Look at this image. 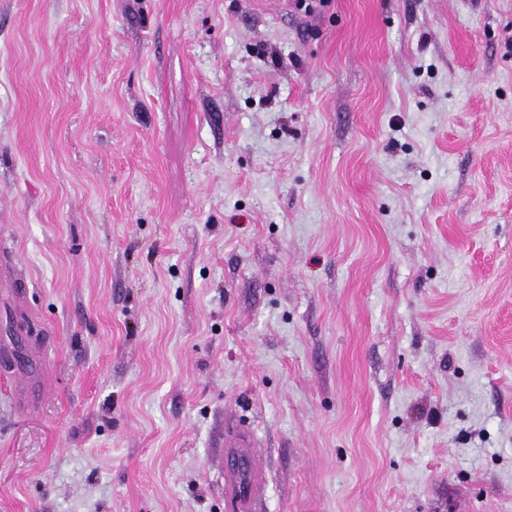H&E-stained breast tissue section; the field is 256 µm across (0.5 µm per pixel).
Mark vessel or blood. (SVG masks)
<instances>
[{"label": "vessel or blood", "mask_w": 512, "mask_h": 512, "mask_svg": "<svg viewBox=\"0 0 512 512\" xmlns=\"http://www.w3.org/2000/svg\"><path fill=\"white\" fill-rule=\"evenodd\" d=\"M252 435L244 427L229 429L224 436V510L253 512L266 479L251 452Z\"/></svg>", "instance_id": "obj_1"}]
</instances>
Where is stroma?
Returning a JSON list of instances; mask_svg holds the SVG:
<instances>
[{
    "mask_svg": "<svg viewBox=\"0 0 512 512\" xmlns=\"http://www.w3.org/2000/svg\"><path fill=\"white\" fill-rule=\"evenodd\" d=\"M0 0V512H512V0ZM250 431L236 426L224 434V510L253 512L264 490L266 479L260 463L251 452Z\"/></svg>",
    "mask_w": 512,
    "mask_h": 512,
    "instance_id": "obj_1",
    "label": "stroma"
}]
</instances>
